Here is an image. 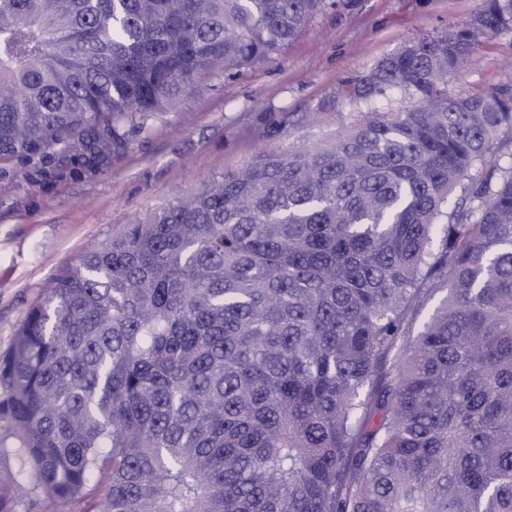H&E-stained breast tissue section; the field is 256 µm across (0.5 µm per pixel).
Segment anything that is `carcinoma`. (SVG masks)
Segmentation results:
<instances>
[{
	"label": "carcinoma",
	"instance_id": "cac0c4a2",
	"mask_svg": "<svg viewBox=\"0 0 512 512\" xmlns=\"http://www.w3.org/2000/svg\"><path fill=\"white\" fill-rule=\"evenodd\" d=\"M325 0H0V155L109 152ZM512 0L413 39L361 112L63 263L0 352V512H512ZM446 295L420 326L432 294ZM509 67L512 68V31L480 43L466 72L448 78V90L452 93L476 92L496 82Z\"/></svg>",
	"mask_w": 512,
	"mask_h": 512
}]
</instances>
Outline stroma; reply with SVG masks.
Instances as JSON below:
<instances>
[{
  "mask_svg": "<svg viewBox=\"0 0 512 512\" xmlns=\"http://www.w3.org/2000/svg\"><path fill=\"white\" fill-rule=\"evenodd\" d=\"M482 0H333L285 49L236 77L199 82L147 133L95 156L59 145L0 158V351L49 278L82 249L288 140L328 133L337 113L394 112L392 92L355 104L354 82L405 42L467 21ZM512 68V31L480 43L453 93L475 92Z\"/></svg>",
  "mask_w": 512,
  "mask_h": 512,
  "instance_id": "1",
  "label": "stroma"
}]
</instances>
